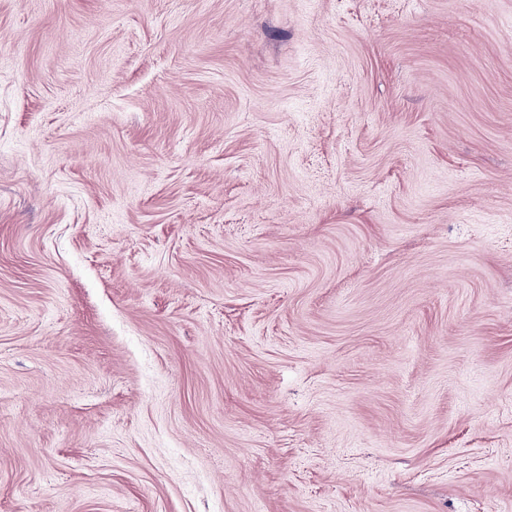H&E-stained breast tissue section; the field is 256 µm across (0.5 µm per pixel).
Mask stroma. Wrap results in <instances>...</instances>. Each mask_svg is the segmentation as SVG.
Masks as SVG:
<instances>
[{"label": "stroma", "instance_id": "obj_1", "mask_svg": "<svg viewBox=\"0 0 512 512\" xmlns=\"http://www.w3.org/2000/svg\"><path fill=\"white\" fill-rule=\"evenodd\" d=\"M0 512H512V0H0Z\"/></svg>", "mask_w": 512, "mask_h": 512}]
</instances>
